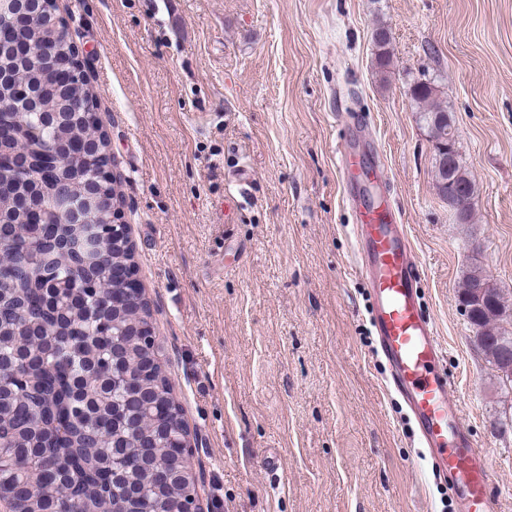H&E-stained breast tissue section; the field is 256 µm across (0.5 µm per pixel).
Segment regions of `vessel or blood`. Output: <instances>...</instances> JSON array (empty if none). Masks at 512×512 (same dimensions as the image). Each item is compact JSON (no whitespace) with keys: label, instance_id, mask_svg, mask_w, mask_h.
Wrapping results in <instances>:
<instances>
[{"label":"vessel or blood","instance_id":"vessel-or-blood-1","mask_svg":"<svg viewBox=\"0 0 512 512\" xmlns=\"http://www.w3.org/2000/svg\"><path fill=\"white\" fill-rule=\"evenodd\" d=\"M340 169L361 201L355 226L359 268L372 298L370 321L389 365L388 388L407 405L420 443L457 493L461 512H491L492 469L468 437L448 395L436 325L420 297L421 266L407 227L379 191L381 160L342 149Z\"/></svg>","mask_w":512,"mask_h":512}]
</instances>
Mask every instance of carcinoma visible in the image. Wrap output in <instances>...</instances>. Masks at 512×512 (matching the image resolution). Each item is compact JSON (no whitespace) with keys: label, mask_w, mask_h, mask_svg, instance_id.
I'll return each instance as SVG.
<instances>
[{"label":"carcinoma","mask_w":512,"mask_h":512,"mask_svg":"<svg viewBox=\"0 0 512 512\" xmlns=\"http://www.w3.org/2000/svg\"><path fill=\"white\" fill-rule=\"evenodd\" d=\"M48 0H21L0 13V495L17 512H172L192 503V480L159 482L156 471L183 449L180 410L152 358L154 336L143 299L127 294L115 270L131 259L127 229L112 223L122 200L99 178L110 149L98 97L73 67L42 68L24 46H38ZM391 32L373 33L375 61L389 68ZM66 35L46 46L72 56ZM434 80L412 99L435 148L436 185L460 223L470 222L474 181L461 165L448 110L433 104ZM95 193L96 260L85 262L90 225L62 222L60 191ZM462 304L482 349L512 384V336L500 289L474 271Z\"/></svg>","instance_id":"carcinoma-1"}]
</instances>
